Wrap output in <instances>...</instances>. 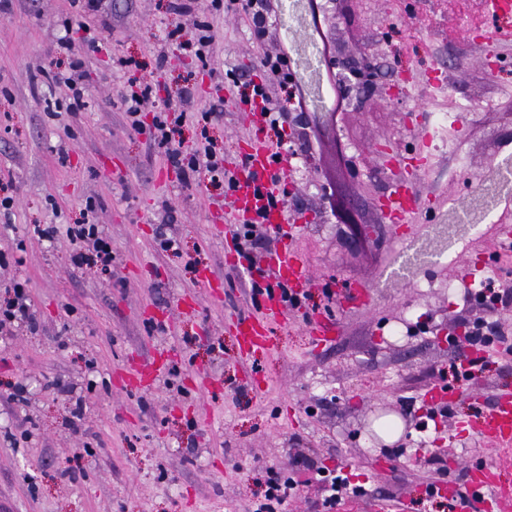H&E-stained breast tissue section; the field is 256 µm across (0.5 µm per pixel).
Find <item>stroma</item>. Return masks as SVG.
I'll return each mask as SVG.
<instances>
[{"label":"stroma","instance_id":"35a3bbf8","mask_svg":"<svg viewBox=\"0 0 512 512\" xmlns=\"http://www.w3.org/2000/svg\"><path fill=\"white\" fill-rule=\"evenodd\" d=\"M169 3L103 0L100 18L74 0H10L0 12V183L14 199L0 215V285L28 280L36 319L0 347V390L25 388L24 402L0 401V512H250L266 468L302 458L366 493L332 509L311 487L288 512H443L427 485L459 488L484 466L512 476V448L455 431L458 417L512 391V310L479 384L438 402L431 392L449 364L473 354L449 335L486 309L417 287L486 278L500 226H512V198L494 202L499 224L475 206L499 181L494 160L512 158V41L488 43L497 22L479 0H338L317 33L290 22L284 0L259 33L244 12L213 14L210 0L180 17ZM207 21L216 51L203 61L188 41ZM335 28L380 94L358 106L348 71L324 53L320 71L345 92L323 106L335 124L306 148L291 112L278 138L247 111L243 82L266 79L263 60L287 43L289 73L308 81L312 47ZM64 36L71 51L59 48ZM76 59L80 107L51 78ZM145 85L136 131L123 95ZM464 101L472 111H457ZM216 103L218 121L177 133L183 149L208 134L238 179L253 142L298 151L275 191L290 226L248 259L231 234L245 218L240 193L184 181L149 134L163 110ZM433 112L452 113L453 152L417 138ZM392 169L414 174L419 210L404 233L380 215ZM89 208L112 240L108 277L71 261L66 227ZM161 223L184 256L161 250ZM51 226L53 239L39 236ZM284 250L309 272L308 300L270 320L242 272L255 265L258 284L275 285L266 268ZM358 286L373 288V301L343 306L342 291ZM409 307V335L388 341ZM243 318L265 324L266 349L252 357ZM316 319L336 326L330 341L310 336ZM391 414L403 432L388 442L374 422Z\"/></svg>","mask_w":512,"mask_h":512}]
</instances>
